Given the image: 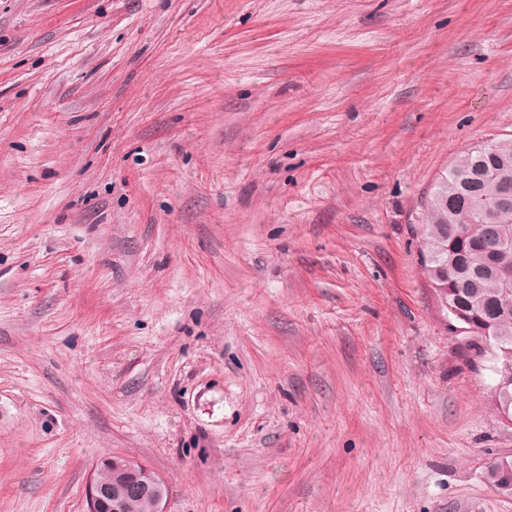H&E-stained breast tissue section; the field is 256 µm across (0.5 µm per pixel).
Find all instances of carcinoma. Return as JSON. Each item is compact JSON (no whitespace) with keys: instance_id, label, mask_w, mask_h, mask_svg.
Masks as SVG:
<instances>
[{"instance_id":"cac0c4a2","label":"carcinoma","mask_w":512,"mask_h":512,"mask_svg":"<svg viewBox=\"0 0 512 512\" xmlns=\"http://www.w3.org/2000/svg\"><path fill=\"white\" fill-rule=\"evenodd\" d=\"M494 148L462 152L439 176L420 224L423 275L449 322L475 337V354L492 355L494 405L512 424V205L499 204V186L512 184V138H492ZM485 480L512 497V468L486 467Z\"/></svg>"}]
</instances>
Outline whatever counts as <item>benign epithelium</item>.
Here are the masks:
<instances>
[{"label":"benign epithelium","instance_id":"benign-epithelium-1","mask_svg":"<svg viewBox=\"0 0 512 512\" xmlns=\"http://www.w3.org/2000/svg\"><path fill=\"white\" fill-rule=\"evenodd\" d=\"M114 472L124 478L121 495L113 493L112 483L103 478V475ZM125 495L148 497L153 512H167V483L158 473H148L143 464L123 458L110 457L99 461L86 487V512H121Z\"/></svg>","mask_w":512,"mask_h":512}]
</instances>
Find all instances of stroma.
I'll list each match as a JSON object with an SVG mask.
<instances>
[{"label": "stroma", "mask_w": 512, "mask_h": 512, "mask_svg": "<svg viewBox=\"0 0 512 512\" xmlns=\"http://www.w3.org/2000/svg\"><path fill=\"white\" fill-rule=\"evenodd\" d=\"M503 134L512 0H0V512H512L419 244ZM124 478L123 494L128 497H149L152 512H167L169 493L166 481L155 471L148 473L141 463L123 458H105L99 461L94 469L93 477L86 487V512H120L123 508V498L113 494L112 484L121 485L120 477ZM104 474L112 476V483L103 478ZM122 512H150L145 501L131 498ZM500 458H496L488 464L485 471V480L499 494L505 497H512V461L510 464V456H507L511 465L510 469L500 468L498 466Z\"/></svg>", "instance_id": "stroma-1"}]
</instances>
